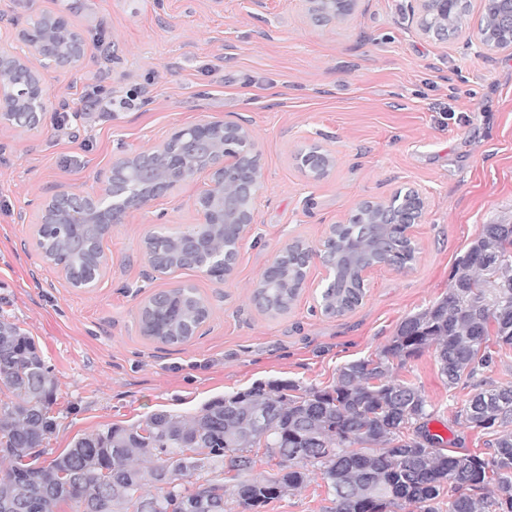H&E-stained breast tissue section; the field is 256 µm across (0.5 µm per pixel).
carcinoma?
Segmentation results:
<instances>
[{
  "instance_id": "1",
  "label": "carcinoma",
  "mask_w": 512,
  "mask_h": 512,
  "mask_svg": "<svg viewBox=\"0 0 512 512\" xmlns=\"http://www.w3.org/2000/svg\"><path fill=\"white\" fill-rule=\"evenodd\" d=\"M372 215L353 216L338 225L330 249L348 258L336 287L321 294L326 313L351 304L363 294L357 264L386 261L398 268L416 259L417 245L396 224L371 232ZM93 228L49 226L47 243L72 244ZM199 256L224 250L214 228L195 240ZM187 233L156 237L155 248L175 253ZM512 253V224H485L455 266L448 295L407 316L395 336L375 357L351 361L334 385L311 387L293 396V384H256L205 403L190 418L167 412L122 426L108 425L77 439L46 466L36 461L55 421L50 416L56 394L51 370L31 337L16 324L0 323V388L11 395L0 404V512H52L59 502L77 500L83 512H183L203 502V512H224V468L235 471L233 494L250 512H260L285 489H299L304 468L318 465L335 492L334 512H360L371 499V512H395L415 505L417 512H438L448 494V512H512V386L480 389L460 411L472 428L492 436L493 453L443 452V438L428 430L427 401L414 386L391 376L394 361L432 349L448 385L471 380L493 363L489 336L512 347V265L493 268L485 258ZM288 279L259 285L282 303L291 300L299 280L294 257L278 260ZM200 299L179 288L168 292L158 321L170 333L167 342L184 343L194 325ZM273 432L257 433V418ZM411 434H404L406 430ZM267 448L278 472L251 477L248 452ZM214 479L189 489L184 480L201 471Z\"/></svg>"
}]
</instances>
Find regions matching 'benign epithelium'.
<instances>
[{"label":"benign epithelium","instance_id":"obj_1","mask_svg":"<svg viewBox=\"0 0 512 512\" xmlns=\"http://www.w3.org/2000/svg\"><path fill=\"white\" fill-rule=\"evenodd\" d=\"M306 13L315 21L329 24L344 21L357 10L360 0H303ZM462 0H410L420 32L438 41L448 40V15ZM25 50L0 43V121L19 127L40 124L46 112V73L30 64L68 69L80 66L85 57L79 35L57 15L41 17L30 29L18 34ZM335 163L332 153L321 147L303 156V164L317 176L329 173ZM261 154L247 123L209 121L188 126L169 140L148 151L121 157L112 163L103 187L93 193L61 190L40 205L37 224H94L106 238L112 225L149 201L177 189L193 172H207L210 185L195 201L199 226H219L224 236L241 238L256 220L253 199L258 192L257 174ZM426 202L418 190H398L387 199L364 200L361 209L380 210L388 224L401 225L403 235L413 238L414 225L421 222ZM313 259L318 256L325 287L336 279V262L322 251L298 241L289 246ZM149 265L158 273L184 268L182 257L162 260L146 249ZM238 252L213 257L200 265L209 275L229 276Z\"/></svg>","mask_w":512,"mask_h":512}]
</instances>
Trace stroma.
I'll list each match as a JSON object with an SVG mask.
<instances>
[{
  "instance_id": "stroma-1",
  "label": "stroma",
  "mask_w": 512,
  "mask_h": 512,
  "mask_svg": "<svg viewBox=\"0 0 512 512\" xmlns=\"http://www.w3.org/2000/svg\"><path fill=\"white\" fill-rule=\"evenodd\" d=\"M47 14L82 35L85 62L48 69L37 128L0 124V317L32 337L57 385L41 465L107 424L191 416L256 384L333 385L344 364L375 355L405 317L447 294L483 225L512 224V52L480 42L483 0H468L462 33L445 43L421 34L408 0H363L336 25L314 22L302 0H0V36ZM95 85L131 107L83 111L81 96ZM240 118L261 152L262 187L224 280L153 272L144 251L150 233L198 224L204 172L113 225L103 244L111 263L91 288L70 287L20 221L57 191L98 190L113 160L183 127ZM315 144L336 155L320 179L297 159ZM407 188L426 201L411 267H379L361 304L328 316L316 260L290 310L257 308L253 289L288 245L321 249L361 201ZM182 283L209 306L204 327L183 344L145 336L141 304ZM393 375L421 391L444 449L485 451L486 435L457 418L476 381L449 385L431 350ZM333 506L312 466L301 488L263 512Z\"/></svg>"
}]
</instances>
